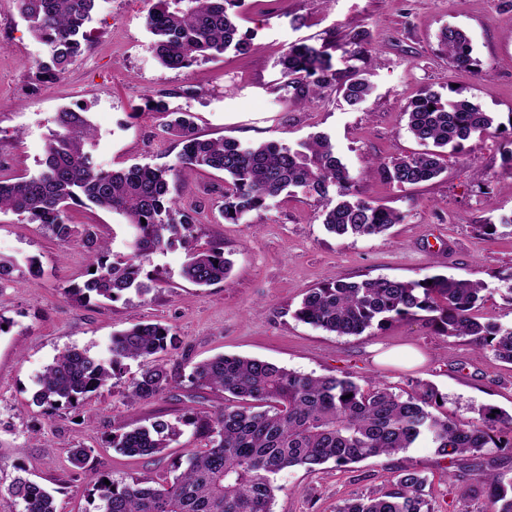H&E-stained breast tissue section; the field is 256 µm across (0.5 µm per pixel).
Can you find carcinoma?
Returning <instances> with one entry per match:
<instances>
[{"mask_svg":"<svg viewBox=\"0 0 512 512\" xmlns=\"http://www.w3.org/2000/svg\"><path fill=\"white\" fill-rule=\"evenodd\" d=\"M31 33L47 47L32 66L41 75L61 78L89 42L87 24L98 0H15ZM242 0H154L145 17L160 63L171 70L191 67L229 49L248 51L240 32ZM440 45L456 68L473 69L479 60L467 33L447 27ZM280 89L293 98L331 89L350 107L374 92L367 70L335 67L326 45L295 42L280 58ZM166 121L164 131L181 151L167 167L133 166L105 170L95 161L97 138L82 109L56 112V130L44 148L40 171L30 177L0 180V212L25 216L59 240L82 236L88 249L86 279L68 289L78 303L93 297L117 301L129 291L150 292L143 266L158 250L176 243L185 251L182 277L208 286L227 279L231 262L224 252L200 248L191 212L170 197V182L197 170L224 173V219L237 223L266 202L303 188L326 200L323 224L337 236H372L402 221L401 213L358 196L354 179L336 155L330 138L316 134L292 149L273 142L243 144L234 139L204 138L186 112H170L164 95L152 105ZM407 130L424 150L388 157L381 165L401 186L437 178L443 157L458 154L474 137L497 132L510 148L502 159L512 179V116L501 128L492 112L456 92L444 99L425 90L404 109ZM90 203L124 217L125 251L88 228L68 221L73 206ZM483 285L441 275L417 280L386 277L350 281L336 277L307 292L296 319L337 336H359L386 323L426 313V320L445 336H470L478 347L512 364V324L485 320L477 314ZM176 347L171 328L137 323L112 337L108 355L66 349L37 377L34 402L48 416L76 410L121 371L123 361L140 362L126 398L145 402L162 395L169 372L159 354ZM189 378L199 388L224 392L228 404L212 413L188 408L173 421L118 424L108 440L123 453L154 457L165 454L191 427L205 438L185 458L156 480L91 478L96 512H273L278 476L301 467L315 472L332 462L341 469L359 461L394 456L423 438L443 458L485 456L503 447L502 434L512 433V415L486 405L478 418L457 423L433 412L442 394L429 384L411 382L410 391L395 393L374 384L363 388L347 378L314 376L247 357L220 354L192 366ZM476 480L489 490L490 512H512V482L490 468L476 469ZM426 478L412 465L399 470L387 485L368 496L347 500L336 512H435L425 493ZM11 494L23 512H58L55 496L40 484L17 479Z\"/></svg>","mask_w":512,"mask_h":512,"instance_id":"obj_1","label":"carcinoma"}]
</instances>
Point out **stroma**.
Segmentation results:
<instances>
[{"mask_svg": "<svg viewBox=\"0 0 512 512\" xmlns=\"http://www.w3.org/2000/svg\"><path fill=\"white\" fill-rule=\"evenodd\" d=\"M152 0H99L88 25L90 43L57 80L39 81L31 67L46 48L30 32L15 0H0V178L36 174L61 107L81 106L98 134L97 161L120 170L174 164L180 145L162 128L149 98L169 94L174 112L193 117L200 135L289 147L311 134H328L356 190L398 210L403 219L378 236H338L322 224L318 196L295 189L248 214L224 220V176L195 172L171 186L181 206L196 209V236L218 248L233 267L227 282L199 287L185 281V251L175 246L151 255L144 270L155 288L109 302L77 303L68 294L81 282L87 253L81 239L61 241L22 216L0 213V255L13 257L11 277L0 280V512H22L10 493L17 478L53 490L61 512H95L87 472L69 461L74 446L89 453V470L113 478H156L202 441L185 433L166 454L138 457L110 448L113 425L154 417L175 419L187 407L211 412L224 395L193 386L194 363L224 353L256 358L315 376L346 377L407 391L418 379L447 401L449 419L464 423L493 405L512 414V365L478 351L466 337L438 334L424 317L336 336L297 321L294 311L311 288L337 276L353 280H415L432 275L483 282L479 313L512 322L505 300L512 273V191L502 166V141L473 138L461 154L446 157L435 180L400 187L378 159L409 155L419 144L406 129L404 106L431 90L452 86L496 114L512 117V0H242L239 25L250 36L247 54L226 52L183 70L163 67L144 18ZM463 29L479 69L452 68L439 46L441 30ZM331 46L337 67L369 69L375 90L359 108L325 93L307 107L280 88L278 60L292 42ZM68 218L92 225L113 250H123L120 216L75 207ZM498 223L496 235L478 227ZM43 272L30 274L28 259ZM171 327L175 349L162 355L172 376L156 399L129 403L124 394L137 363L76 411L45 416L32 401L35 380L65 349L104 352L110 338L141 322ZM470 458L444 459L428 443L389 458H370L336 470L283 472L274 512H336L344 500L386 485L398 468L415 466L437 512H487L488 492L474 480Z\"/></svg>", "mask_w": 512, "mask_h": 512, "instance_id": "1", "label": "stroma"}]
</instances>
